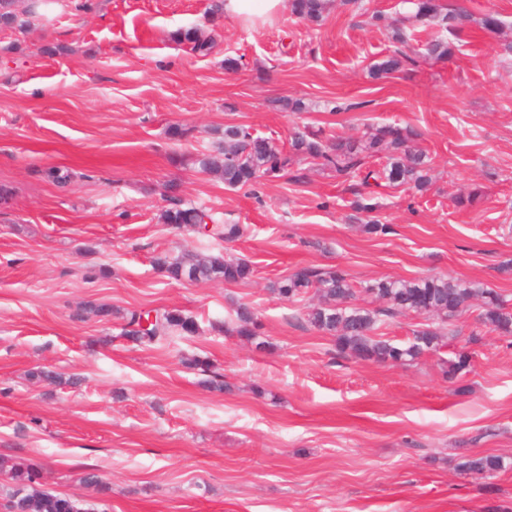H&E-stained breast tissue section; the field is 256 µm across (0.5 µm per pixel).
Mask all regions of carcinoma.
<instances>
[{"mask_svg": "<svg viewBox=\"0 0 512 512\" xmlns=\"http://www.w3.org/2000/svg\"><path fill=\"white\" fill-rule=\"evenodd\" d=\"M413 18L442 25L449 31L463 29L471 22V15L460 8L450 9L443 0H412ZM38 0H0V29L22 30L28 25L27 16L35 13ZM328 9V0H291V13L308 22H319ZM173 41L185 45L198 55H208L214 41L197 26L182 27L171 35ZM453 54L450 43L435 39L427 43L425 55L437 60ZM415 64V59L403 50L371 63L367 72L371 79L380 80ZM420 133L410 126L388 124L372 134L360 138L336 137L323 141L308 131H296L291 136L290 153L285 154L266 138L253 135L244 125H226L221 136L207 153L196 162L203 172L219 176L229 188L249 187L265 176H275L288 168L291 156L310 159L330 168L341 176L360 178L361 185L423 189L429 182L430 160L423 151H416L411 143ZM387 152V164L380 170L369 166V159ZM163 223L174 229L195 228L212 220L207 211L176 201L162 214ZM155 263L175 280L190 282L222 280L237 283L253 273L251 264L243 259H226L222 255L202 256L185 253L176 258L158 257ZM316 291L320 302L309 309L308 322L319 331L335 337L339 354L361 361L403 364L421 355L435 351L441 342V328L429 324L413 332L406 344H395L374 336L383 317L398 314H416L426 319L437 317L443 321L454 317L474 297L481 298L480 323L490 331L512 336V304L491 288H481L455 279L426 276L411 281L381 279L360 287L341 270L321 271L301 269L278 283V294L293 299ZM364 293L383 302L378 308H366L352 303L356 295ZM140 314L126 316L125 335L140 345H150L171 331L191 336L197 331L196 321L177 310L157 309L154 321L146 329L140 328ZM232 332L256 348L265 347L258 340V323L250 306L240 304L235 310ZM471 368V355L465 350L448 359L445 374L455 379ZM465 474L485 475L505 468L499 456L468 457L459 464ZM0 470L12 474L17 489L6 505L7 512H88L83 504L70 497L53 494L40 487V471L31 464L0 461Z\"/></svg>", "mask_w": 512, "mask_h": 512, "instance_id": "1", "label": "carcinoma"}]
</instances>
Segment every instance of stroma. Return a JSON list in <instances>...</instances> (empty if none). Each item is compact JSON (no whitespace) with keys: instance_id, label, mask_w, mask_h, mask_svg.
I'll return each instance as SVG.
<instances>
[{"instance_id":"stroma-1","label":"stroma","mask_w":512,"mask_h":512,"mask_svg":"<svg viewBox=\"0 0 512 512\" xmlns=\"http://www.w3.org/2000/svg\"><path fill=\"white\" fill-rule=\"evenodd\" d=\"M91 2L54 0L26 33L0 30V47L17 46L0 51V182L15 191L0 208V458L37 464L46 490L92 512H512V336L480 325L478 300L445 322L440 349L391 365L339 355L306 319L317 296L274 289L316 267L358 282L454 278L512 299V0H446L474 17L454 34L412 21L410 0H332L318 23L285 7L255 28L206 23L209 0ZM376 12L403 19L405 51L440 38L452 57L371 80L395 48ZM487 13L498 33L481 29ZM192 24L211 33L208 55L171 41ZM53 43L66 54H43ZM288 98L306 111L273 108ZM228 124L283 150L297 126L324 139L408 125L431 184L364 189L297 159L255 191L231 189L192 164ZM53 167L81 177L58 187ZM360 193L389 233L352 222ZM177 199L241 237L163 224ZM184 252L254 274L177 282L153 264ZM90 302L110 316L84 314ZM240 303L265 349L230 334ZM137 309L179 310L198 332L138 345L124 335ZM460 349L471 370L448 379ZM42 368L62 383L33 380ZM486 455L506 469L458 471ZM88 471L107 492L83 484Z\"/></svg>"}]
</instances>
